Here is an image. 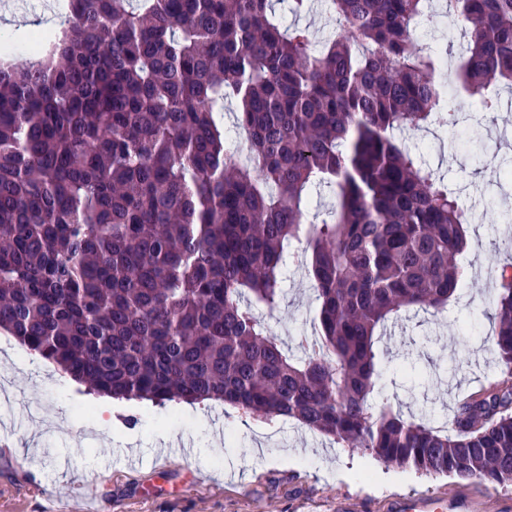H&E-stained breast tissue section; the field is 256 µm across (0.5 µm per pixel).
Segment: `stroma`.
Listing matches in <instances>:
<instances>
[{"label": "stroma", "instance_id": "obj_1", "mask_svg": "<svg viewBox=\"0 0 512 512\" xmlns=\"http://www.w3.org/2000/svg\"><path fill=\"white\" fill-rule=\"evenodd\" d=\"M502 109L468 116L456 130L406 131L404 144L426 166L460 186L470 273L447 313L396 323L383 339L382 396L404 415L432 408L450 421L462 396L497 372L487 343L501 263L512 260V181L489 188L499 158H512V92ZM276 310L258 308L271 334L289 343L314 328L317 302L307 272L290 269ZM0 377L14 395L0 402V430L14 448L0 447V512H61L78 503L84 483L99 485L102 512H398L411 494L469 501L470 512H512V486L483 491L413 468L387 466L361 449L342 447L294 423L275 425L220 403L130 402L128 412H101L97 396L62 372L47 375L42 360L17 349L0 358ZM222 437H215V426ZM191 444V455L173 444Z\"/></svg>", "mask_w": 512, "mask_h": 512}]
</instances>
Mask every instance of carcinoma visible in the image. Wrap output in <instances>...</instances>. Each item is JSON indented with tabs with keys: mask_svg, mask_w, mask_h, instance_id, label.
I'll use <instances>...</instances> for the list:
<instances>
[{
	"mask_svg": "<svg viewBox=\"0 0 512 512\" xmlns=\"http://www.w3.org/2000/svg\"><path fill=\"white\" fill-rule=\"evenodd\" d=\"M432 0H325L339 33L273 0H68L37 59H0V328L100 395L217 401L386 465L512 482V266L488 338L500 377L449 425L382 399L378 343L448 309L468 214L395 132L464 117L420 43ZM462 23L460 96L512 86V0H438ZM237 105L240 160L219 116ZM337 197L311 217L308 192ZM308 272L315 333L283 348L255 314ZM296 23L310 26L317 39L323 40L335 34L336 27L326 20L324 6L316 7L306 16L296 19Z\"/></svg>",
	"mask_w": 512,
	"mask_h": 512,
	"instance_id": "cac0c4a2",
	"label": "carcinoma"
}]
</instances>
